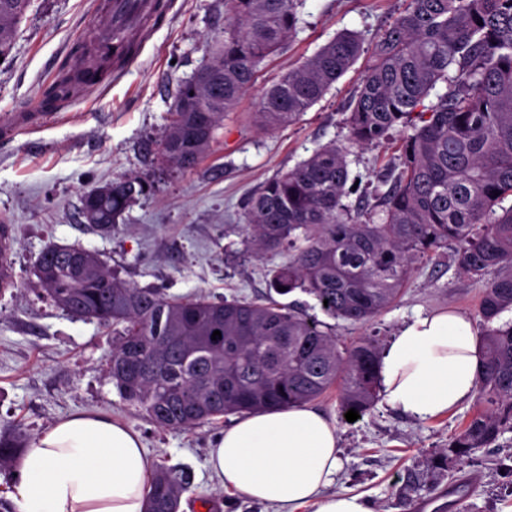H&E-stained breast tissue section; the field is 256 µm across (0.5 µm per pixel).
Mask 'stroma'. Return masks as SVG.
Wrapping results in <instances>:
<instances>
[{"label": "stroma", "mask_w": 512, "mask_h": 512, "mask_svg": "<svg viewBox=\"0 0 512 512\" xmlns=\"http://www.w3.org/2000/svg\"><path fill=\"white\" fill-rule=\"evenodd\" d=\"M95 0H32L20 20L11 53L0 62V115L33 111L87 25L97 21ZM403 0H304L296 34L258 68L257 87L224 116L204 158L190 170L166 164L158 144L179 87L208 58L224 33V0H176L137 62L122 79L76 98L42 128L0 138V224L12 227L16 285L0 293V425L23 424L38 436L82 409L110 413L143 438L150 463L188 465L194 476L183 502L188 512H274L224 490L207 467L208 452L230 419L191 430L160 429L122 400L108 376L112 329L66 315L41 301L33 266L53 245L96 252L113 274L140 288L174 295H269L274 267L287 253L256 255L246 240L244 213L267 179L292 169L319 147L348 145L347 106L371 63L379 30ZM357 33L362 52L324 97L294 124L259 128L258 88L301 64L336 35ZM344 197L350 212L369 210L388 189L384 166L397 158L391 141L349 147ZM143 182V194L111 231L80 222L82 196L91 187L125 178ZM448 249L419 261L401 297L366 325L340 320L345 342L371 336L387 345L418 315L454 309L478 319L481 281L461 272ZM334 421L342 467L329 493L364 495L373 512H414L437 496L462 499L463 512H512V429L459 456L450 444L481 411L477 399L438 417L419 420L376 399L356 421L339 411L337 389L313 401Z\"/></svg>", "instance_id": "obj_1"}]
</instances>
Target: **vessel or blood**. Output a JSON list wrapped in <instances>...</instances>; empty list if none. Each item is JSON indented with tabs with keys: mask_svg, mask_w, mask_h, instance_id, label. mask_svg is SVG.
Instances as JSON below:
<instances>
[{
	"mask_svg": "<svg viewBox=\"0 0 512 512\" xmlns=\"http://www.w3.org/2000/svg\"><path fill=\"white\" fill-rule=\"evenodd\" d=\"M169 0H104V22L88 26L82 38L79 64L84 72L81 84L83 93L102 87L99 77V48L126 41L142 42L150 32L159 8ZM42 112H16L9 122L0 121V136L15 137L17 134L32 131L41 126L46 118Z\"/></svg>",
	"mask_w": 512,
	"mask_h": 512,
	"instance_id": "vessel-or-blood-1",
	"label": "vessel or blood"
}]
</instances>
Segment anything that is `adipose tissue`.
<instances>
[{"label": "adipose tissue", "mask_w": 512, "mask_h": 512, "mask_svg": "<svg viewBox=\"0 0 512 512\" xmlns=\"http://www.w3.org/2000/svg\"><path fill=\"white\" fill-rule=\"evenodd\" d=\"M482 356L471 319L436 312L406 322L381 358L385 403L426 420L473 396ZM207 464L224 488L299 512H370L356 495L321 498L340 469L336 427L307 406L238 418ZM149 462L138 432L104 413L58 421L25 449L17 512H144Z\"/></svg>", "instance_id": "obj_1"}]
</instances>
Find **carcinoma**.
<instances>
[{"label":"carcinoma","instance_id":"cac0c4a2","mask_svg":"<svg viewBox=\"0 0 512 512\" xmlns=\"http://www.w3.org/2000/svg\"><path fill=\"white\" fill-rule=\"evenodd\" d=\"M302 0H224V35L180 87L161 154L194 168L215 131L255 84L259 65L297 30ZM30 0H0V53L9 54ZM362 51L359 36L337 35L262 89L260 127L289 125L320 101ZM64 71L47 94L73 80ZM446 91L431 101L437 84ZM349 140L369 146L401 135L399 171L383 198L381 222L351 215L347 151L334 143L264 182L245 215L257 254L285 250L270 287L312 296L333 319L365 325L399 296L413 265L448 246L465 273L512 267V0H405L379 32L372 62L349 105ZM143 191L136 178L99 199L93 228L109 231ZM499 195H494V192ZM38 290L56 308L112 326L109 377L122 398L161 429L186 430L218 417L309 403L340 387L342 413L371 409L381 355L363 337L346 344L335 328L296 303L237 297L214 301L137 288L99 255L71 245L44 250L34 264ZM512 273L487 283L479 304L485 410L451 447L463 455L512 428ZM221 336L214 339V331ZM28 444L18 425L0 432V472H12ZM192 484L182 464L156 466L146 508L178 512Z\"/></svg>","mask_w":512,"mask_h":512}]
</instances>
